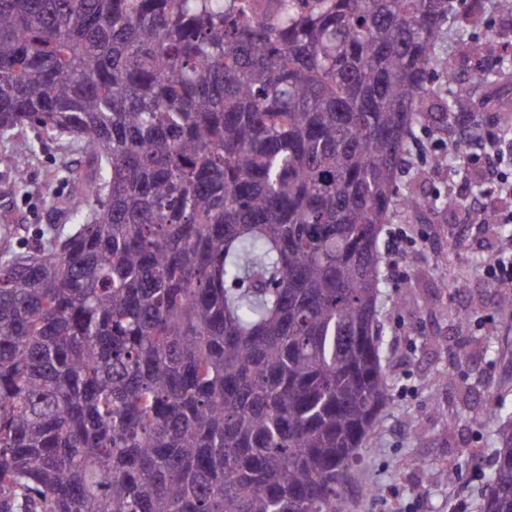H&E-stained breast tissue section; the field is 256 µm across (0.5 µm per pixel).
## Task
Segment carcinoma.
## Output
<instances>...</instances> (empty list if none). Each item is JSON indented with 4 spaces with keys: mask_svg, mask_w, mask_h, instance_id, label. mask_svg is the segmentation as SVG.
Segmentation results:
<instances>
[{
    "mask_svg": "<svg viewBox=\"0 0 512 512\" xmlns=\"http://www.w3.org/2000/svg\"><path fill=\"white\" fill-rule=\"evenodd\" d=\"M0 0V141L87 157L0 212V512H347L390 397L381 240L463 116L450 0ZM482 512H512V427ZM24 167L26 177H24ZM17 176L23 178L20 187L15 188ZM86 169L84 154L66 151L62 143L44 141L37 145V154L29 161L7 152L0 142V211L9 210L24 224L23 230H18L13 244L21 248V242L43 228L46 224H66V231L75 224L62 213L59 202L68 197L74 190L79 178ZM8 176L11 188L4 191Z\"/></svg>",
    "mask_w": 512,
    "mask_h": 512,
    "instance_id": "cac0c4a2",
    "label": "carcinoma"
}]
</instances>
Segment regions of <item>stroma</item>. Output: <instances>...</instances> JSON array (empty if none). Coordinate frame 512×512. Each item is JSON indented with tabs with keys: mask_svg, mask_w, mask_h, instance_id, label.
I'll return each mask as SVG.
<instances>
[{
	"mask_svg": "<svg viewBox=\"0 0 512 512\" xmlns=\"http://www.w3.org/2000/svg\"><path fill=\"white\" fill-rule=\"evenodd\" d=\"M455 29L458 41L437 46V64L457 74L471 123L499 133V117L512 122V60L491 83L477 80L474 61L488 39H512V0H463ZM463 138L455 126L421 133L426 150L413 153L401 175L417 195L451 197L457 205L401 210L391 222L407 234L403 276H386L381 285L391 401L360 450L345 491L348 512H453L460 501L467 512H480L501 424L489 411H512V311L498 306L482 275L505 237L475 221L481 173L459 164ZM440 154L448 166L439 170L431 160ZM21 167L22 185L6 188V177ZM85 169L83 154L56 141L39 144L28 160L0 146V211H11L23 226L14 244L45 225L67 223L60 203ZM462 344L469 351L464 360L456 356ZM481 413L485 421L474 423ZM443 469L447 480H434Z\"/></svg>",
	"mask_w": 512,
	"mask_h": 512,
	"instance_id": "1",
	"label": "stroma"
}]
</instances>
